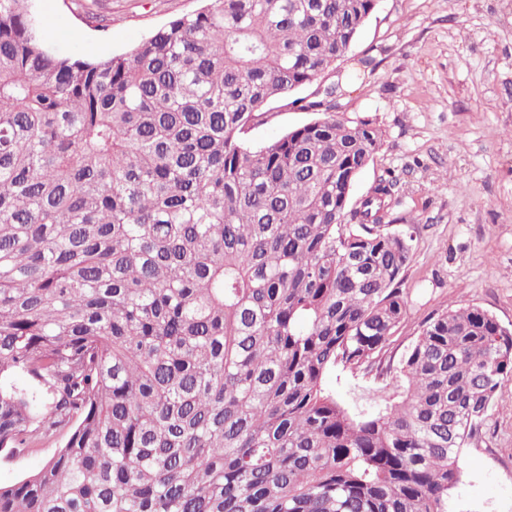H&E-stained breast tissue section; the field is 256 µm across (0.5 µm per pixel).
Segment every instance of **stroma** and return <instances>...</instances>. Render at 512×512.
Returning <instances> with one entry per match:
<instances>
[{
  "instance_id": "stroma-1",
  "label": "stroma",
  "mask_w": 512,
  "mask_h": 512,
  "mask_svg": "<svg viewBox=\"0 0 512 512\" xmlns=\"http://www.w3.org/2000/svg\"><path fill=\"white\" fill-rule=\"evenodd\" d=\"M205 0H32L44 39L93 59L122 53ZM339 106L383 134L354 197L399 179L395 230L414 236L405 320L370 374L328 378L346 406L382 405L425 318L475 304L512 329V0H380L337 63ZM63 437L0 455V483L36 471ZM448 512H512V385L461 458Z\"/></svg>"
}]
</instances>
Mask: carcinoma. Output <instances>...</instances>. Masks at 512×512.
<instances>
[{
	"mask_svg": "<svg viewBox=\"0 0 512 512\" xmlns=\"http://www.w3.org/2000/svg\"><path fill=\"white\" fill-rule=\"evenodd\" d=\"M376 4L208 0L82 59L0 0V454L65 434L0 512H448L512 330L436 312L385 405L324 384L407 314L397 179L352 201L382 132L322 83ZM276 104L316 117L252 143Z\"/></svg>",
	"mask_w": 512,
	"mask_h": 512,
	"instance_id": "obj_1",
	"label": "carcinoma"
}]
</instances>
